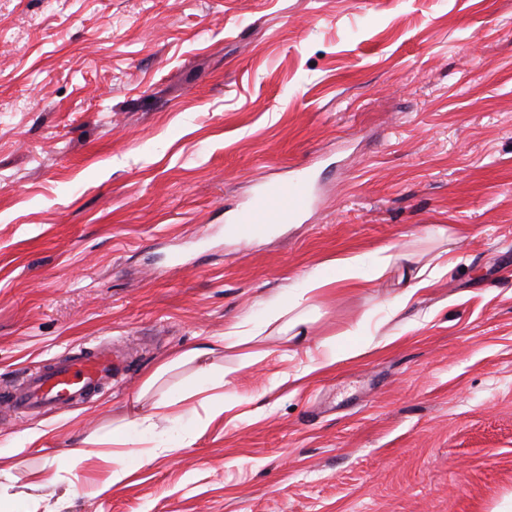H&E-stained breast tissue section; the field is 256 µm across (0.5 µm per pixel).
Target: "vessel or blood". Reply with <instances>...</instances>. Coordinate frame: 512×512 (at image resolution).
<instances>
[{"instance_id":"obj_1","label":"vessel or blood","mask_w":512,"mask_h":512,"mask_svg":"<svg viewBox=\"0 0 512 512\" xmlns=\"http://www.w3.org/2000/svg\"><path fill=\"white\" fill-rule=\"evenodd\" d=\"M315 204L316 188L307 174L267 184L235 216L236 233L242 240H254L272 225L297 222ZM115 369L112 349L103 344L86 354L63 353L28 372L23 388L0 393V407L45 414L83 403L98 394Z\"/></svg>"}]
</instances>
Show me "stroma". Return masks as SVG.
I'll return each instance as SVG.
<instances>
[{
  "mask_svg": "<svg viewBox=\"0 0 512 512\" xmlns=\"http://www.w3.org/2000/svg\"><path fill=\"white\" fill-rule=\"evenodd\" d=\"M309 169L264 238L229 216ZM390 273L217 355L224 412L103 496L84 438L170 390L326 259ZM433 286L390 318L419 271ZM353 332L361 356L310 371ZM110 343L91 402L0 411L16 484L66 461L63 512H499L512 501V0H0V387ZM260 351L250 366L243 354Z\"/></svg>",
  "mask_w": 512,
  "mask_h": 512,
  "instance_id": "stroma-1",
  "label": "stroma"
}]
</instances>
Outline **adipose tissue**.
<instances>
[{
    "label": "adipose tissue",
    "mask_w": 512,
    "mask_h": 512,
    "mask_svg": "<svg viewBox=\"0 0 512 512\" xmlns=\"http://www.w3.org/2000/svg\"><path fill=\"white\" fill-rule=\"evenodd\" d=\"M394 256L390 247H382L375 252L345 253L328 259L321 268L304 277L296 288L291 289L284 303L273 304L266 308L264 317L255 323L240 322L225 331L224 338L218 342L205 341L196 347L173 355L160 363L145 381L146 386H153L167 372L176 366L196 364L194 385L203 390L220 385V378L214 375L213 356L224 349L235 347L261 336L269 326L277 322L285 313L302 306L311 298L325 292L343 288H359L365 284L384 277L391 268ZM183 391H174L163 395L154 402L150 412L132 408L128 421L111 431L83 440L80 452L91 457L100 455L102 444L116 445L112 455V470L99 488L100 493H107L111 487L125 482L132 475L134 467L155 457L157 451L172 452L182 448L181 438L172 437L160 440L155 431V416L161 415L169 422H181L186 416Z\"/></svg>",
    "instance_id": "1"
}]
</instances>
